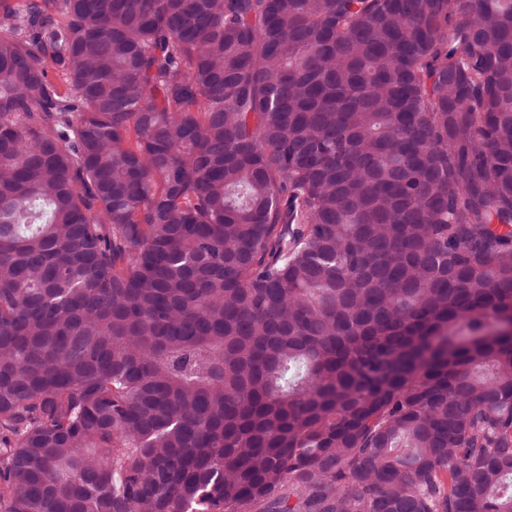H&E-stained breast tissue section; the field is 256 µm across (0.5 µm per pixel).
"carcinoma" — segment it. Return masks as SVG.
<instances>
[{
    "label": "carcinoma",
    "mask_w": 512,
    "mask_h": 512,
    "mask_svg": "<svg viewBox=\"0 0 512 512\" xmlns=\"http://www.w3.org/2000/svg\"><path fill=\"white\" fill-rule=\"evenodd\" d=\"M511 313L512 0H0V512H512Z\"/></svg>",
    "instance_id": "cac0c4a2"
}]
</instances>
